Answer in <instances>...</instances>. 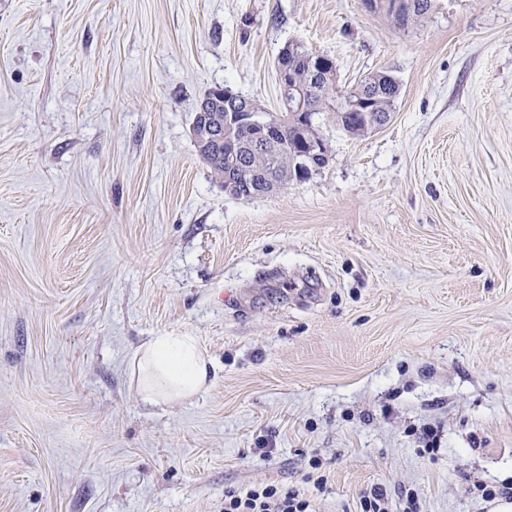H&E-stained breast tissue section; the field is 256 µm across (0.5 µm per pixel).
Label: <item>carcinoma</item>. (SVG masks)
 Returning a JSON list of instances; mask_svg holds the SVG:
<instances>
[{"label": "carcinoma", "mask_w": 512, "mask_h": 512, "mask_svg": "<svg viewBox=\"0 0 512 512\" xmlns=\"http://www.w3.org/2000/svg\"><path fill=\"white\" fill-rule=\"evenodd\" d=\"M409 7L401 15H394L400 24H407L424 17L432 8V0H407ZM277 67L292 70L294 82L304 92V105L317 113H330L336 125L353 137L368 132L363 116L358 112L345 109L349 102L357 98L358 93L367 92L372 96L369 105L371 112H393L399 93V83L391 75L375 73L366 76L353 90H342L336 83V77H328L317 83L310 80L306 58L290 51H282L277 60ZM204 111L196 113L192 133L202 135L210 132L217 134L224 128V116L234 107L231 102H224V96L217 92H208L204 100ZM274 144L256 147L251 143L250 131L238 129L232 138H215L203 144L196 141L200 156L211 171L224 180L232 174L246 186H258L277 181L288 183L299 177L297 171L289 168L288 162L306 148V143L315 140L320 143L319 154L313 158L312 168L320 169L329 161L328 142L320 131V126L300 124L290 121L279 127L273 134Z\"/></svg>", "instance_id": "carcinoma-1"}]
</instances>
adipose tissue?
<instances>
[{
	"label": "adipose tissue",
	"mask_w": 512,
	"mask_h": 512,
	"mask_svg": "<svg viewBox=\"0 0 512 512\" xmlns=\"http://www.w3.org/2000/svg\"><path fill=\"white\" fill-rule=\"evenodd\" d=\"M132 373L143 401L162 405L201 391L209 376V363L196 336L161 332L136 351Z\"/></svg>",
	"instance_id": "1"
}]
</instances>
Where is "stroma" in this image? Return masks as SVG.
<instances>
[{
  "label": "stroma",
  "mask_w": 512,
  "mask_h": 512,
  "mask_svg": "<svg viewBox=\"0 0 512 512\" xmlns=\"http://www.w3.org/2000/svg\"><path fill=\"white\" fill-rule=\"evenodd\" d=\"M297 41L396 77L362 137L225 193L192 139L221 87L279 110ZM197 336L206 387L143 402L137 349ZM512 488V0H0V512H313ZM409 2L407 9L404 11L402 15L393 14L386 8H378L380 11L385 12L388 15H391L395 18V20L400 24H408L409 22L416 21L424 17L432 8V0H405ZM410 5H413L411 7ZM309 507L310 503L297 493L269 485L244 494L224 495V512H309Z\"/></svg>",
  "instance_id": "stroma-1"
}]
</instances>
